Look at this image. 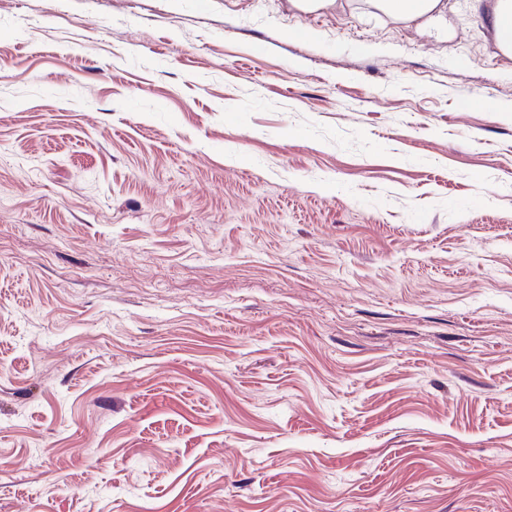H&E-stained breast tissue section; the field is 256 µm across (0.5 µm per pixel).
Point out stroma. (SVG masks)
<instances>
[{
  "instance_id": "obj_1",
  "label": "stroma",
  "mask_w": 512,
  "mask_h": 512,
  "mask_svg": "<svg viewBox=\"0 0 512 512\" xmlns=\"http://www.w3.org/2000/svg\"><path fill=\"white\" fill-rule=\"evenodd\" d=\"M341 2L0 0V512H512V59Z\"/></svg>"
}]
</instances>
